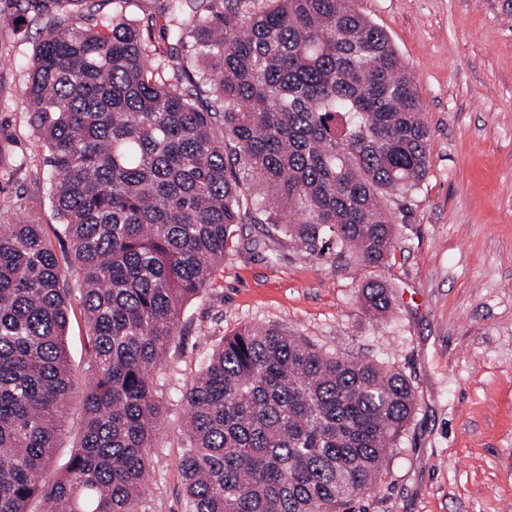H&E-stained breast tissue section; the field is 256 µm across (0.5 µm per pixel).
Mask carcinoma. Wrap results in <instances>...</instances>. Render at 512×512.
I'll use <instances>...</instances> for the list:
<instances>
[{
  "label": "carcinoma",
  "instance_id": "obj_1",
  "mask_svg": "<svg viewBox=\"0 0 512 512\" xmlns=\"http://www.w3.org/2000/svg\"><path fill=\"white\" fill-rule=\"evenodd\" d=\"M48 23L23 105L45 143L87 331L83 433L50 473L76 393L73 288L40 224H0V512H142L165 412L153 376L237 224L302 253L385 264L431 131L386 32L353 0H23ZM163 24H158V21ZM160 28V38L152 31ZM362 300L386 312V284ZM185 512H351L410 421L414 387L276 326L224 338L185 394ZM88 4L94 2V7L90 8V11L86 12L84 6V16L80 22L85 26H97L99 29L102 28V24L112 19V9L115 5L112 4L113 0H88Z\"/></svg>",
  "mask_w": 512,
  "mask_h": 512
}]
</instances>
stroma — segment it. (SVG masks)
<instances>
[{
    "mask_svg": "<svg viewBox=\"0 0 512 512\" xmlns=\"http://www.w3.org/2000/svg\"><path fill=\"white\" fill-rule=\"evenodd\" d=\"M389 36L431 130L426 178L407 202L386 266L307 257L261 224L237 225L210 286L183 309L154 381L166 402L145 512H184L183 391L225 336L273 325L323 353L399 371L412 420L355 512H512V0H356ZM0 0V219L23 198L59 220L46 151L21 100L39 38ZM371 279L391 309L372 319ZM362 300L366 311L372 316L386 312L391 298L386 284L380 281H367L362 287Z\"/></svg>",
    "mask_w": 512,
    "mask_h": 512,
    "instance_id": "obj_1",
    "label": "stroma"
}]
</instances>
